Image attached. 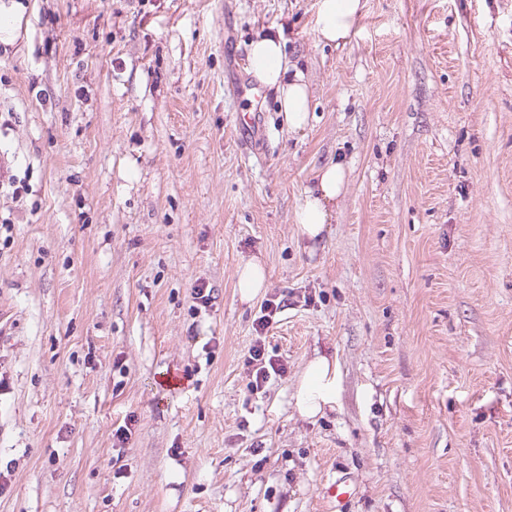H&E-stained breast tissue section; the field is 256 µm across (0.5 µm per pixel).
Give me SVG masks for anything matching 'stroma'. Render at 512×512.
I'll use <instances>...</instances> for the list:
<instances>
[{
	"label": "stroma",
	"mask_w": 512,
	"mask_h": 512,
	"mask_svg": "<svg viewBox=\"0 0 512 512\" xmlns=\"http://www.w3.org/2000/svg\"><path fill=\"white\" fill-rule=\"evenodd\" d=\"M317 4L0 0V180L29 187L0 190V512H330L339 476L348 512H512V0H367L339 47ZM267 32L309 124L266 95L250 144L233 79ZM258 337L285 373L254 393ZM345 190V172L340 163L330 162L318 169L296 211L297 231L302 238L312 243L322 240L326 224ZM267 286L265 269L258 261H248L239 269L238 288L243 301H249ZM314 356L306 365L296 394V407L305 417L323 415L325 409H334L338 384L336 358Z\"/></svg>",
	"instance_id": "stroma-1"
}]
</instances>
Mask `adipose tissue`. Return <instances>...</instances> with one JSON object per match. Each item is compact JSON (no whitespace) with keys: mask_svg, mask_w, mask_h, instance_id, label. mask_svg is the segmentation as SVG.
<instances>
[{"mask_svg":"<svg viewBox=\"0 0 512 512\" xmlns=\"http://www.w3.org/2000/svg\"><path fill=\"white\" fill-rule=\"evenodd\" d=\"M363 9L362 0H319L316 27L319 40L330 45L348 42ZM248 60L254 74L274 94L288 130H303L309 119V87L302 72L289 63L281 37L273 34L256 37L250 43ZM345 190L341 164L333 162L318 169L296 211L297 231L302 238L314 243L322 240ZM337 384L336 361L323 355L314 356L306 365L296 394L299 413L309 418L333 408Z\"/></svg>","mask_w":512,"mask_h":512,"instance_id":"obj_1","label":"adipose tissue"}]
</instances>
